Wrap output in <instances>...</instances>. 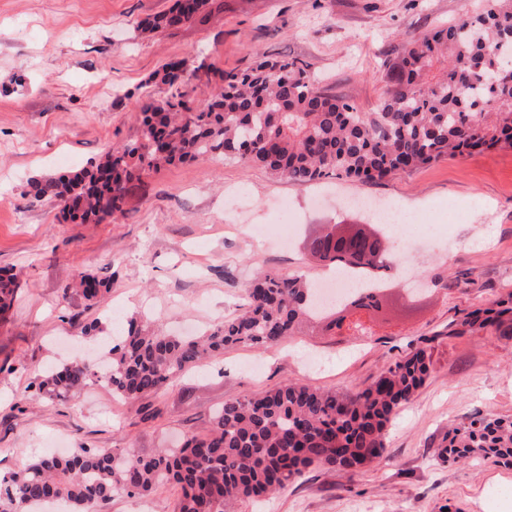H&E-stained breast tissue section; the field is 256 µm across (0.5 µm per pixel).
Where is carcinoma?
Segmentation results:
<instances>
[{"label":"carcinoma","instance_id":"carcinoma-1","mask_svg":"<svg viewBox=\"0 0 512 512\" xmlns=\"http://www.w3.org/2000/svg\"><path fill=\"white\" fill-rule=\"evenodd\" d=\"M209 0H175L139 27L155 33L183 26ZM213 73L224 83L214 99L187 111L184 88ZM390 89L377 112L315 85L296 59L263 56L242 73L204 60L162 67L168 94L140 102L138 136L62 179H33L25 195L61 204L76 224H101L122 211L131 183L146 168L222 156L300 184L330 176L379 181L448 156L512 147V0L482 8L418 36L400 39ZM310 255L336 269L391 270L386 237L376 224H331L307 243ZM88 301L104 299L108 284L81 275ZM14 298V277L0 271V312ZM242 311L195 338L170 336L130 322L112 345L107 370L88 362L47 373L41 388L66 397L100 377L126 400L156 394L185 367L245 344L265 347L321 322L346 303L319 304L316 286L301 276L260 270ZM492 332L512 336V292L497 308L477 309L448 325V335ZM430 375L426 349L398 359L368 387L325 391L286 382L224 402L208 433L173 449L140 457L114 448H73L40 455L0 477V512H41L61 502L66 512H95L120 495L146 496L173 484L179 512H232L233 505L278 493L313 466L353 474L386 458V435L400 409ZM443 462L492 459L512 465V417H480L448 431L437 452Z\"/></svg>","mask_w":512,"mask_h":512}]
</instances>
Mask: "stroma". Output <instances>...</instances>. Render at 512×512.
<instances>
[{
  "label": "stroma",
  "mask_w": 512,
  "mask_h": 512,
  "mask_svg": "<svg viewBox=\"0 0 512 512\" xmlns=\"http://www.w3.org/2000/svg\"><path fill=\"white\" fill-rule=\"evenodd\" d=\"M174 0H0V269L16 281L0 320V474L54 448H118L150 456L206 433L225 401L286 381L330 391L367 386L390 362L426 348L431 372L387 432L388 458L352 475L317 467L235 512H512V467L443 464L449 427L480 412L512 416V336L448 335V325L512 291V148L450 157L381 182L298 185L221 158L141 172L122 212L102 224L62 221L25 194L31 179L69 175L140 130L138 103L165 97L154 74L207 60L243 72L262 56L305 62L317 86L377 111L399 37L477 11L482 0H211L190 24L145 36L140 20ZM368 199L397 204L427 228L389 236L400 267L395 314L372 335L309 324L297 336L238 345L134 401L102 383L61 401L38 391L52 368L152 321L203 333L236 313L258 270L325 281L305 239L325 224H363ZM108 281L92 305L65 293L75 275ZM180 492L112 499L101 512H177Z\"/></svg>",
  "instance_id": "1"
}]
</instances>
